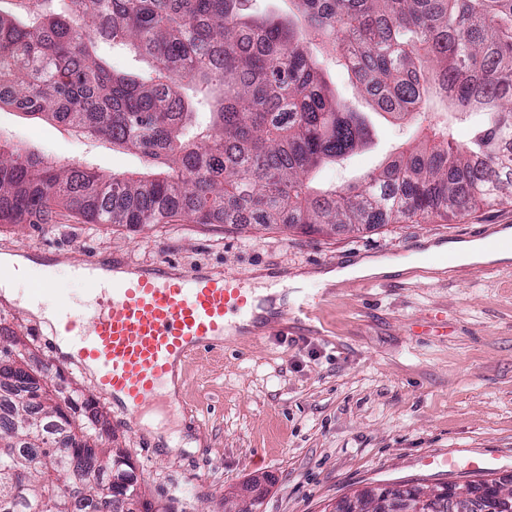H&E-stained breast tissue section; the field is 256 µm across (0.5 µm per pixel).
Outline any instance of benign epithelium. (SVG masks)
<instances>
[{
    "label": "benign epithelium",
    "instance_id": "1",
    "mask_svg": "<svg viewBox=\"0 0 512 512\" xmlns=\"http://www.w3.org/2000/svg\"><path fill=\"white\" fill-rule=\"evenodd\" d=\"M442 500L448 501V512H512V475L482 479L465 489L412 482L362 487L326 512H435Z\"/></svg>",
    "mask_w": 512,
    "mask_h": 512
}]
</instances>
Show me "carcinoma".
Wrapping results in <instances>:
<instances>
[{
  "mask_svg": "<svg viewBox=\"0 0 512 512\" xmlns=\"http://www.w3.org/2000/svg\"><path fill=\"white\" fill-rule=\"evenodd\" d=\"M283 18L251 0H0V107L140 155L102 174L0 142V223L36 224L59 206L96 224H287L303 233L447 219L512 199V0H291ZM146 67L112 68L105 45ZM330 56L379 109L448 120L358 181L321 190L312 174L372 143L336 94ZM0 349V512H112L138 493L133 464L105 445L92 401L63 399ZM128 472L112 484V471ZM85 494L70 506L75 472Z\"/></svg>",
  "mask_w": 512,
  "mask_h": 512,
  "instance_id": "obj_1",
  "label": "carcinoma"
}]
</instances>
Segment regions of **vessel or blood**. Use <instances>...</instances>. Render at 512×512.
Returning <instances> with one entry per match:
<instances>
[{"label": "vessel or blood", "instance_id": "vessel-or-blood-1", "mask_svg": "<svg viewBox=\"0 0 512 512\" xmlns=\"http://www.w3.org/2000/svg\"><path fill=\"white\" fill-rule=\"evenodd\" d=\"M85 286L79 306L60 298L53 338L71 346L65 361L93 368L96 385L120 413L140 420L147 407H175L167 390L180 364L222 345L232 322L257 307L240 275L174 272L158 260L122 254L76 263Z\"/></svg>", "mask_w": 512, "mask_h": 512}]
</instances>
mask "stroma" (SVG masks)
Segmentation results:
<instances>
[{
    "label": "stroma",
    "instance_id": "35a3bbf8",
    "mask_svg": "<svg viewBox=\"0 0 512 512\" xmlns=\"http://www.w3.org/2000/svg\"><path fill=\"white\" fill-rule=\"evenodd\" d=\"M330 81L350 108L368 113L370 147L324 167L320 182L342 184L381 165L413 138L418 122L373 113L346 71ZM0 140L109 174L141 168L137 155L72 135L21 111L0 109ZM512 228V202L448 220L384 224L361 233L302 235L248 224H90L60 209L39 224H0V253L27 249L68 261L125 253L249 278L312 274L368 257L398 258L424 242H466ZM313 329L280 316L273 332L230 338L183 366L182 405L164 435L132 422L102 397L94 379L61 366L65 394L96 401L113 447L136 468L142 498L169 512H323L352 489L382 481L462 483L468 470L426 465L460 450L512 473V263L360 280L328 288ZM0 326L41 362L50 335L21 307L0 298Z\"/></svg>",
    "mask_w": 512,
    "mask_h": 512
}]
</instances>
